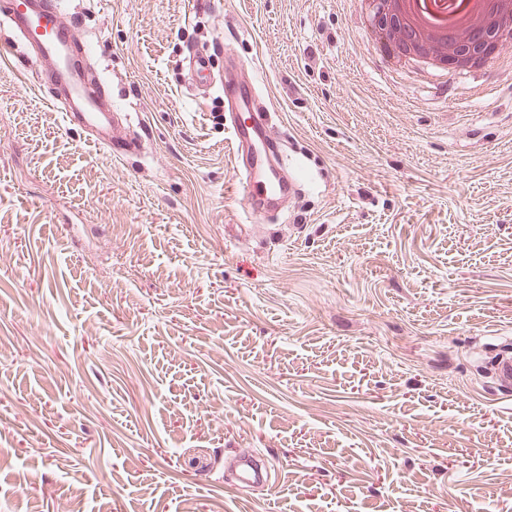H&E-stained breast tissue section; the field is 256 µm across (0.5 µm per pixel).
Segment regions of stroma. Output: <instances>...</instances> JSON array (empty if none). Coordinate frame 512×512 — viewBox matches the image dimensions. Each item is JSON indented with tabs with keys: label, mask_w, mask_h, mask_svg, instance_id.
<instances>
[{
	"label": "stroma",
	"mask_w": 512,
	"mask_h": 512,
	"mask_svg": "<svg viewBox=\"0 0 512 512\" xmlns=\"http://www.w3.org/2000/svg\"><path fill=\"white\" fill-rule=\"evenodd\" d=\"M64 11L140 142L65 126L52 60L0 68V512H512V44L434 73L362 0ZM230 55L301 179L272 217ZM243 450L270 487L227 484ZM232 119L227 126L231 134L237 182L242 190L246 213L261 217L295 186V177L281 169L271 149L273 126L251 123L253 105L260 98L253 86L231 90Z\"/></svg>",
	"instance_id": "1"
}]
</instances>
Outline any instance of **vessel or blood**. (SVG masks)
I'll list each match as a JSON object with an SVG mask.
<instances>
[{
	"label": "vessel or blood",
	"instance_id": "b4317fda",
	"mask_svg": "<svg viewBox=\"0 0 512 512\" xmlns=\"http://www.w3.org/2000/svg\"><path fill=\"white\" fill-rule=\"evenodd\" d=\"M5 16L13 33L22 41L30 61L50 57L61 61L57 72L69 93L57 98L56 104L67 125L78 126L94 134L95 144L116 157L135 150L133 140L122 135L123 121L112 109L108 97L95 90L89 70L79 69L65 61V51L78 44L77 33L63 22L58 0H7ZM232 119L228 125L234 158L239 172L237 182L242 190L246 212L250 217L262 216L276 205L295 184L294 175L285 173L271 149V127L253 122V105L259 94L254 87L232 89ZM236 485L270 483V475L250 451L240 452L234 461Z\"/></svg>",
	"mask_w": 512,
	"mask_h": 512
}]
</instances>
